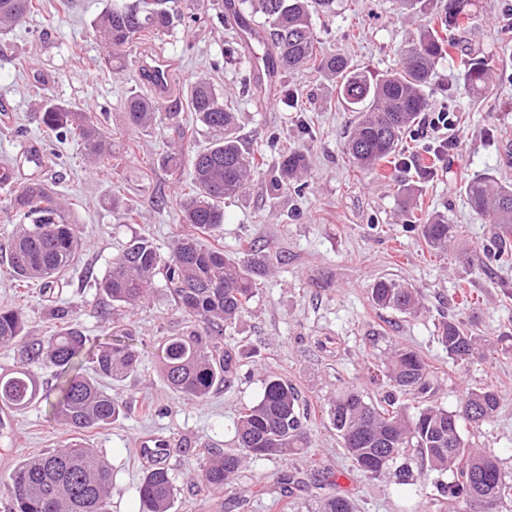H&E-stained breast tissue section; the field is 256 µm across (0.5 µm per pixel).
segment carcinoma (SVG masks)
I'll use <instances>...</instances> for the list:
<instances>
[{
    "mask_svg": "<svg viewBox=\"0 0 512 512\" xmlns=\"http://www.w3.org/2000/svg\"><path fill=\"white\" fill-rule=\"evenodd\" d=\"M473 2L398 0L400 9H417L431 18L407 42L400 67L379 77L346 55L320 46L314 20L336 13V0H239L238 10L264 18V51L254 55V64H263L275 77L309 66L336 82L346 109L355 113L346 154L356 167L372 173L395 154L428 110L426 88L435 64L456 47L454 33L469 28ZM40 7V0H0V30L20 24ZM186 9L188 0H112L94 23L106 45L105 62L120 61L144 41L164 40L185 18ZM460 56L470 88H487L488 60L463 48ZM187 96L196 122L211 137L209 146L191 157L192 191L175 198L189 231L176 237L165 255L150 238H131L110 262L98 288L112 304L133 310L152 296L156 282L163 283L184 327L159 344V368L174 392L203 403L214 387H229L237 379L240 352L224 345V335L257 296L267 264L266 254L252 242L230 256L219 244H204L202 236L224 223V200L245 193L261 174L264 158L243 145L237 135V113L209 80L189 81ZM157 116L153 101L133 93L126 101L128 132L120 139L91 110L56 99L45 103L42 123L52 137L75 141L86 159L104 168L124 153L135 154L138 144L131 135L151 127ZM24 162L30 164V173L21 182L14 168L0 171V204L18 218L5 252L16 281L50 290L63 284L83 242L71 212L45 179L44 158L30 155ZM307 167L308 156L302 150L281 154L274 190L290 185ZM462 190L471 209L492 227L482 245L485 266L512 264V182L477 174ZM411 218L427 248L448 251L457 236V225L448 216L422 210ZM369 295L378 308L399 314H415L424 307L415 289L393 278L375 280ZM22 332L21 311L0 309V345L22 342ZM123 336L124 330L112 326V344L92 354L86 350V337L72 326L45 341L23 342L25 362L57 369L52 407L65 427L78 433L103 428L131 412L128 402L113 398L102 385L104 380L126 378L137 367L138 353ZM436 340L459 368L488 359L504 342L501 336H477L472 325L450 316L437 323ZM87 357L93 363L91 375L85 369ZM380 377L390 387L384 403H368L347 388L336 394L327 410L356 470L369 479L397 484L429 480L442 512H512V478H506L500 459L490 450L470 446L460 433L462 420L479 427L496 418L498 388L470 389L449 411L430 401L433 371L410 347L397 348L380 360L372 379ZM406 396L417 402L412 411L399 404ZM42 397L49 395L41 394L31 369L18 367L0 374V408L24 409ZM235 442L234 449H211L203 481L214 495H222L235 481L246 460L299 454L309 447L298 394L287 381L267 376L261 398L239 414ZM111 486L112 465L95 449L72 443L15 468L10 512H109ZM175 491L169 470L155 465L139 486V512H171ZM317 512H357V506L351 495L338 493L319 501Z\"/></svg>",
    "mask_w": 512,
    "mask_h": 512,
    "instance_id": "obj_1",
    "label": "carcinoma"
}]
</instances>
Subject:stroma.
Masks as SVG:
<instances>
[{"label":"stroma","mask_w":512,"mask_h":512,"mask_svg":"<svg viewBox=\"0 0 512 512\" xmlns=\"http://www.w3.org/2000/svg\"><path fill=\"white\" fill-rule=\"evenodd\" d=\"M40 14L1 36L9 43L0 54V165L30 152L46 160L44 173L77 221L86 246L68 271L63 287L42 291L22 288L0 253V308H18L25 316L26 340H42L65 326L77 327L95 346L110 339V318H118L140 364L128 378L109 384L114 397L136 410L127 419L81 434L115 470L111 512H139L138 487L150 464L138 443L156 435L169 442L163 464L177 488L171 512H212L202 481L204 451L235 445L242 409L258 401L267 375L287 380L298 394L311 433L304 453L249 459L233 489L275 491V480L289 471L318 469L320 479L354 495L358 512H436L430 487L400 486L361 475L343 449L327 415L336 392L356 388L379 402L385 387L372 384L368 367L395 347L418 350L435 372L433 401L455 409L462 392L486 384L498 386L501 406L495 422L462 424L470 444L490 448L512 476V265L485 269L481 243L489 227L469 208L461 187L470 176L487 172L512 180L504 144L512 145V0H475V20L462 34V45L486 56L494 71L482 91L465 86L457 57L437 63L431 104L465 107L456 147L433 177L419 179L416 166L429 162L423 140L407 137L377 173L359 170L348 159L345 142L352 116L338 92L315 69L277 77L268 105L253 96L266 76L225 57L226 49L246 55L235 30L226 27L224 0H194L197 19L182 23L175 36L161 41L178 59V90L171 111L188 123L192 114L181 90L187 79L202 75L230 93L239 114L243 143L264 153L269 169L281 151L299 147L309 156L303 192H281L272 201L270 177L257 176L245 193L226 201L224 222L216 233L226 254L246 241L266 247L269 273L258 297L242 314L226 341L241 348L239 379L230 389H214L205 403L187 399L163 379L157 346L180 332V313L165 290L134 312L113 310L95 285L131 236L151 237L168 251L186 232L178 212L160 208V198L189 189L186 159L203 149L209 133L196 129L192 140L174 144L168 122L140 132L141 150L109 169L89 165L75 142L50 138L41 125L42 102L58 97L91 107L114 133L125 127L130 91L147 94L127 56L122 71L103 62V47L91 22L111 0H42ZM420 18L399 15L395 0H338L337 13L317 19L315 32L324 50L348 55L360 68L381 75L397 63L404 45L416 36ZM27 58L31 67L21 68ZM181 152L180 167L162 166L160 158ZM131 200L138 211L126 221L113 208L114 197ZM423 210L447 214L461 234L447 253H431L407 224L409 201ZM381 277L400 280L422 295L425 308L413 316L373 306L371 284ZM470 289L476 302L452 306L456 287ZM472 320L482 336H504L506 351L466 369L453 367L434 341L441 314ZM69 430L55 422L47 402L12 412L0 425V512H7L9 477L23 460L66 446Z\"/></svg>","instance_id":"1"}]
</instances>
